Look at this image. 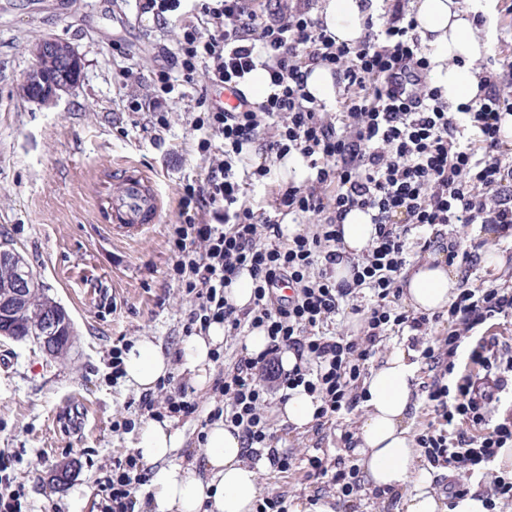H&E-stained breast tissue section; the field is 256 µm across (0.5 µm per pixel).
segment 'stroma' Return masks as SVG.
<instances>
[{"instance_id": "stroma-1", "label": "stroma", "mask_w": 512, "mask_h": 512, "mask_svg": "<svg viewBox=\"0 0 512 512\" xmlns=\"http://www.w3.org/2000/svg\"><path fill=\"white\" fill-rule=\"evenodd\" d=\"M47 37L69 42L83 61L79 83L53 107L29 100L21 88L34 64L32 46ZM180 38V22L154 21L137 0H0V244L23 256L74 326L62 360L30 338L0 340V474L23 488L26 512H89L113 461L133 452L139 429L112 427L136 419L140 398L112 376V347L122 341L147 338L163 349L171 374L187 383L199 405L195 417L175 423L183 434L175 459L204 457L201 420L217 402L209 382L219 367L211 366L201 385L180 359L194 301L170 275L176 255L169 226L184 186L198 182L223 155L198 153L190 97L168 96L162 126L148 108L162 64L157 49H176ZM128 162L152 178L165 211L162 223L119 241L106 226L120 166ZM453 233L466 243L483 242L484 252L496 257L490 265L462 268L468 286L512 283L511 239L488 224H457ZM76 397L92 411L80 433L67 428L68 403ZM281 405L272 398L265 414L276 448L297 459L317 448L336 455L341 429L356 430L364 415L356 409L317 432L294 428ZM65 463L73 465V477L51 488V471ZM258 485L263 496L287 494L291 512H309L316 496L339 502L336 488L298 469L263 468Z\"/></svg>"}]
</instances>
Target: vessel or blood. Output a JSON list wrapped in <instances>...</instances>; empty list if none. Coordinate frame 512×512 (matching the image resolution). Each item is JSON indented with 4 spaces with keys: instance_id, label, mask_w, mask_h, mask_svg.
Instances as JSON below:
<instances>
[{
    "instance_id": "b4317fda",
    "label": "vessel or blood",
    "mask_w": 512,
    "mask_h": 512,
    "mask_svg": "<svg viewBox=\"0 0 512 512\" xmlns=\"http://www.w3.org/2000/svg\"><path fill=\"white\" fill-rule=\"evenodd\" d=\"M114 235L132 237L161 220V198L154 185L135 167H127L112 197Z\"/></svg>"
}]
</instances>
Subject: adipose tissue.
<instances>
[{
    "label": "adipose tissue",
    "mask_w": 512,
    "mask_h": 512,
    "mask_svg": "<svg viewBox=\"0 0 512 512\" xmlns=\"http://www.w3.org/2000/svg\"><path fill=\"white\" fill-rule=\"evenodd\" d=\"M368 0H323L316 13L336 42L352 43L363 32ZM478 0H410L422 42L428 46L430 76L441 86L449 109L475 99L480 79L474 66L491 52L478 22ZM461 274L444 255L414 266L405 278V303L416 312L447 310L458 293ZM224 339L222 325L189 339L183 347L184 366L204 381L214 348ZM168 359L159 346L144 339L124 360L127 383L149 390L167 375ZM416 365L401 350L392 352L364 381L366 416L359 428L358 451L370 484L402 493L405 512H440L431 489L432 476L416 465L417 450L407 426L415 406ZM182 434L167 420L149 422L136 449L155 464L151 486L156 512H254L259 493L258 464L249 462L239 435L214 422L206 434L202 462L175 463L171 457Z\"/></svg>",
    "instance_id": "ef3b65f1"
}]
</instances>
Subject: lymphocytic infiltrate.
I'll return each mask as SVG.
<instances>
[{"label":"lymphocytic infiltrate","mask_w":512,"mask_h":512,"mask_svg":"<svg viewBox=\"0 0 512 512\" xmlns=\"http://www.w3.org/2000/svg\"><path fill=\"white\" fill-rule=\"evenodd\" d=\"M405 2L382 0V17H368L355 43L339 44L306 9L271 20L258 11L256 0H194V20L183 25L168 66L156 73L162 96L154 101V114L164 123L163 95L179 82L195 86L199 68H206L208 89L194 99L192 128L199 134V152H210L214 141H221L224 161L186 185L179 199L171 271L198 299L184 334L221 323L228 334L246 325L269 339L265 351L242 352L216 378L213 389L224 403L207 413V422L237 428L252 456L266 454L278 472H288L294 458L274 448L264 413L272 395L308 392L319 403L320 427L350 414L365 400L363 381L376 347L389 332L406 331L434 372L421 388L434 420L418 434L417 444L431 468L451 472L442 489L456 497L469 492L499 449L512 447V415L488 418L489 405L512 383V355L502 356L499 337L485 330L490 321L512 316V286L461 289L447 310L451 331L432 341L428 335L439 317L402 309V274L413 254L442 251L448 261L464 265L478 260L481 243H462L449 226L491 224L512 231V146L500 134L503 115L512 112V84L500 73L512 71V59L489 58L481 66V95L449 111L442 88L429 81L431 62ZM311 65L328 67L343 84L335 109L306 93ZM259 69L271 87L263 100L247 99L228 109L209 96L212 87H243ZM402 81L407 91L394 94L393 84ZM268 124L276 125L277 134L267 141L263 161L236 173L235 161ZM293 153L307 164L305 179L278 193L270 215L260 218L243 207L245 188L263 182L273 161ZM205 206L216 223L200 222ZM355 209L370 212L375 234L361 255L347 259L341 226ZM286 215L317 218L316 232L285 233ZM343 259L351 277L340 281L336 266ZM244 268L254 278V300L240 309L224 290ZM284 281L293 296L277 295ZM348 309L361 317L360 335L329 329ZM469 332L478 340L467 347L463 336ZM462 348L468 362L492 375V386L477 388L472 375L461 371ZM288 350L297 362L287 371L281 355ZM197 409L186 383L172 375L138 404L146 420L180 418ZM340 442L343 452L337 457L307 456L305 476L336 486L344 512H356L362 486L351 457L352 432L342 430ZM147 481L148 468L137 454L113 461L101 483L100 512H137Z\"/></svg>","instance_id":"obj_1"}]
</instances>
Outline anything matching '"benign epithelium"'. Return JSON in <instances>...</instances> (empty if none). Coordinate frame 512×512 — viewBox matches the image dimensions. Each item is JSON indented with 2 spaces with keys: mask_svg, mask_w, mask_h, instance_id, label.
<instances>
[{
  "mask_svg": "<svg viewBox=\"0 0 512 512\" xmlns=\"http://www.w3.org/2000/svg\"><path fill=\"white\" fill-rule=\"evenodd\" d=\"M34 65L22 79V88L27 97L40 104L53 107L62 95L70 92L80 81L82 59L69 43L56 38L39 40L31 49ZM31 280L27 271L17 273L10 294L0 298V336L17 339L9 324L20 318L23 299ZM72 334V324L65 309L51 302L41 315L39 341L44 351L56 353V339L61 333Z\"/></svg>",
  "mask_w": 512,
  "mask_h": 512,
  "instance_id": "7a95c632",
  "label": "benign epithelium"
}]
</instances>
